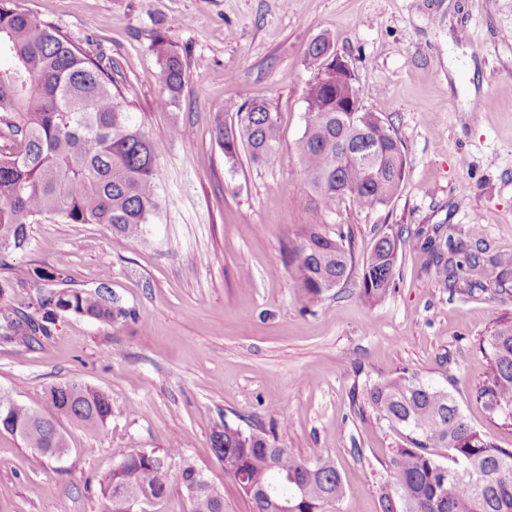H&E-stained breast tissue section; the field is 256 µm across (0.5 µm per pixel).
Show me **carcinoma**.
<instances>
[{
    "label": "carcinoma",
    "mask_w": 512,
    "mask_h": 512,
    "mask_svg": "<svg viewBox=\"0 0 512 512\" xmlns=\"http://www.w3.org/2000/svg\"><path fill=\"white\" fill-rule=\"evenodd\" d=\"M160 64L162 107L176 105L184 88L181 55L167 40L152 45ZM317 74L306 92V120L297 141L303 174L315 200L325 208L347 199L364 211L387 205L405 179L401 142L377 115L338 112L336 103L351 99L349 78L336 80L326 68L332 45L319 39L309 50ZM0 125L19 148L0 153V254L22 249L29 226L55 216L68 224H108L112 233L134 242L159 209L152 142L113 89L112 67L85 57L52 26L0 0ZM235 125L217 124L215 136L227 163L240 148L263 163L275 155L279 127L266 103L228 107ZM400 239L383 232L363 262L360 294L381 300L394 280ZM353 266L343 236L320 224H306L288 249V268L304 298L318 301L329 280L348 279ZM480 259L448 270L447 281L481 288L475 275ZM59 273L44 267H17L0 276V299L31 284L47 288ZM62 313L112 321L127 311L81 290L42 293L33 314L20 315L0 304V341L29 344L52 334ZM489 377L477 399L490 412L512 423V321L501 320L488 336ZM367 405L382 419L408 430L407 445L391 458L394 481L382 489L380 512H512V448L496 446L465 420L450 394L405 372L373 383ZM66 418L92 430L112 418L111 399L81 383L53 385L34 403L0 391V430L19 436L29 448L54 457L66 447L57 428ZM212 451L224 459V472L251 499L255 512H325L344 498L346 489L336 467L321 457L294 455L276 441L224 424L211 436ZM434 448L448 450V464ZM205 477L185 461L180 485ZM169 489L168 473L139 451L123 458L100 483L107 512H127V493L154 501ZM191 512H224V492L208 484L207 494L191 503Z\"/></svg>",
    "instance_id": "carcinoma-1"
}]
</instances>
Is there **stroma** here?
Here are the masks:
<instances>
[{"instance_id":"35a3bbf8","label":"stroma","mask_w":512,"mask_h":512,"mask_svg":"<svg viewBox=\"0 0 512 512\" xmlns=\"http://www.w3.org/2000/svg\"><path fill=\"white\" fill-rule=\"evenodd\" d=\"M91 58L112 64L154 146L162 207L136 244L103 224L39 218L8 266L59 270L61 289L101 291L127 310L112 322L60 315L50 337L0 344V389L31 401L79 382L112 400L94 431L60 419L68 451L49 459L0 431V512H106L100 481L133 450L177 439L224 492V512H253L210 437L224 422L333 461L347 490L326 512H380L379 488L405 445L402 427L364 400L405 370L447 391L468 423L503 448L512 426L474 391L490 371L487 338L512 319V0H12ZM163 36L185 87L159 107ZM328 37L362 105L390 125L407 158L385 207L313 200L296 154L310 44ZM267 103L281 139L255 164H228L213 135L228 103ZM186 127L190 136L175 135ZM305 224L343 233L351 277L310 304L285 263ZM401 238L395 283L359 293L382 232ZM463 243L482 259L479 288L446 287L432 250Z\"/></svg>"}]
</instances>
